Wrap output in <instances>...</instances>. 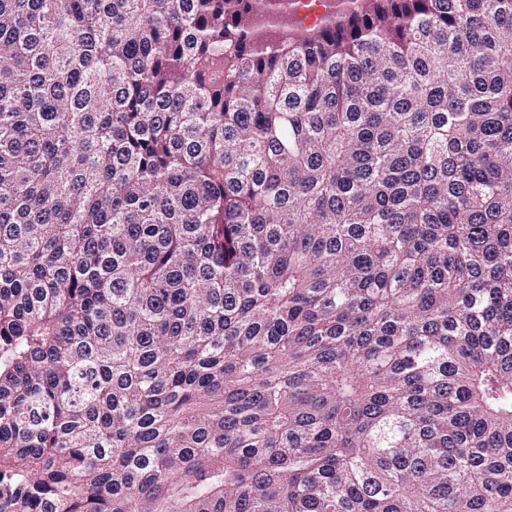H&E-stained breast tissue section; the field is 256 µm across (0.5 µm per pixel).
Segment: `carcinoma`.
I'll return each mask as SVG.
<instances>
[{"label":"carcinoma","instance_id":"cac0c4a2","mask_svg":"<svg viewBox=\"0 0 512 512\" xmlns=\"http://www.w3.org/2000/svg\"><path fill=\"white\" fill-rule=\"evenodd\" d=\"M0 512H512V0H0Z\"/></svg>","mask_w":512,"mask_h":512}]
</instances>
